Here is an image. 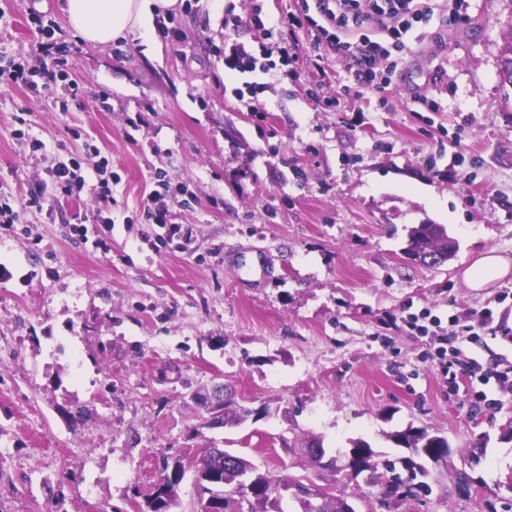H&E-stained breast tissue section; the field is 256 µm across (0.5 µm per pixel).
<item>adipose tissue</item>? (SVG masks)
Segmentation results:
<instances>
[{
  "label": "adipose tissue",
  "mask_w": 512,
  "mask_h": 512,
  "mask_svg": "<svg viewBox=\"0 0 512 512\" xmlns=\"http://www.w3.org/2000/svg\"><path fill=\"white\" fill-rule=\"evenodd\" d=\"M183 0H66L68 24L87 43L108 45L141 29L147 16L168 15Z\"/></svg>",
  "instance_id": "obj_1"
}]
</instances>
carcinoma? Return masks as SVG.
Here are the masks:
<instances>
[{"label": "carcinoma", "mask_w": 512, "mask_h": 512, "mask_svg": "<svg viewBox=\"0 0 512 512\" xmlns=\"http://www.w3.org/2000/svg\"><path fill=\"white\" fill-rule=\"evenodd\" d=\"M501 63L504 69L500 72L501 83L512 86V41L501 50ZM457 241L448 235L442 224H417L410 228L408 233V247L406 253L422 263L443 264L453 258L457 252ZM251 415V411L245 408H234L231 397H224V425L238 426L245 422ZM388 438L399 447L410 451V456L401 459L403 467L408 471L424 472L421 461L429 459L433 463H446L449 454L448 440L437 434L430 433L425 428L407 427L402 431H395ZM353 447L363 449V454L356 463L355 468L337 466L335 464L325 466L320 459L310 456L312 467L325 470L329 469L338 475L348 479H355L364 472L370 473L371 482L379 487L378 501L385 506L391 500L398 497H407L414 493V489L423 490L425 486L414 487L404 482L400 475L395 473V467L387 465V472L391 477L385 478L378 473V463L374 460L375 452L369 443L364 440L353 442ZM236 464L227 467L224 457L216 455L212 449L199 458L193 460L196 467V486L198 489L199 503L210 501L219 512H271V496L275 495L278 487L284 483L301 485L297 478L274 479L260 472L252 462L238 455ZM249 475L253 484L262 486L268 491L269 496L258 498L250 505V509L243 510L242 480L244 475ZM182 481L178 468L166 475V483L162 490L154 498L146 502L149 512H170L175 505L177 487ZM300 512H345L347 500L342 496H336L331 492H325L319 506L314 508L303 499L299 500Z\"/></svg>", "instance_id": "carcinoma-1"}]
</instances>
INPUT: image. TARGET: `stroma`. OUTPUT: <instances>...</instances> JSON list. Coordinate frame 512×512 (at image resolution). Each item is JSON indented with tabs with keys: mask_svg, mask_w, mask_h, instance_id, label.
Listing matches in <instances>:
<instances>
[{
	"mask_svg": "<svg viewBox=\"0 0 512 512\" xmlns=\"http://www.w3.org/2000/svg\"><path fill=\"white\" fill-rule=\"evenodd\" d=\"M64 4L0 0V56L33 55L35 17L52 19L53 53L80 86L64 110L63 88L0 87V195L24 197L51 155L89 169L106 157L120 180L112 224L93 221L88 186L0 227V512H147L155 483L212 444L334 483L356 512H512V387L474 411L403 322L489 307L512 327V275L463 281L488 250L512 259V87L499 77L512 0L414 24L403 39L417 52L384 106L369 88L346 96L345 57L317 59L297 31L296 58L257 91L263 114L242 110L230 65L233 44L256 52L265 37L226 32L224 14L297 0H186L175 34L151 23L108 46L86 43ZM159 171L190 240L145 221ZM417 224L444 225L455 257L411 260ZM260 253L274 271L244 287L237 266ZM218 385L248 421L206 427L189 396ZM410 426L447 438L451 465L426 463L427 491L387 511L365 478L312 472L302 448L315 439L340 458L362 439L394 459L407 451L386 435Z\"/></svg>",
	"mask_w": 512,
	"mask_h": 512,
	"instance_id": "stroma-1",
	"label": "stroma"
}]
</instances>
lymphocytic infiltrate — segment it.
<instances>
[{
	"label": "lymphocytic infiltrate",
	"mask_w": 512,
	"mask_h": 512,
	"mask_svg": "<svg viewBox=\"0 0 512 512\" xmlns=\"http://www.w3.org/2000/svg\"><path fill=\"white\" fill-rule=\"evenodd\" d=\"M459 7L460 0H443L436 9L427 0H376L370 10L364 11L357 0H303L297 14L270 17L258 9L244 18L228 13L224 16V26L234 32L252 27L269 39L256 55L245 47L237 48L235 69L238 72H270L273 68L271 58L275 55L288 60L291 50L284 33L303 28L308 32L312 51L328 48L344 53L357 68L358 84L383 92L394 77L401 74L413 52L403 40L413 23L428 20L436 10L456 14ZM40 50L49 55V62L33 70L22 61L7 60L6 64L0 65V84L48 90L67 79L65 60L51 56L50 44H42ZM48 175L49 185L30 190L23 202L0 196L1 226L22 223L25 210H43L51 199L80 194L88 179L80 164L73 160L56 163ZM405 323L410 329L432 334L436 348L430 360L439 367L451 391H458L463 385L471 386L475 407L484 412L496 409L497 400L492 391L512 387V361L504 356H494L479 362L466 356L456 342L459 336L473 337L485 330L508 338L512 336L511 327L495 323L494 313L488 308L476 314L456 312L445 320L427 311L420 317L407 316Z\"/></svg>",
	"instance_id": "1"
}]
</instances>
